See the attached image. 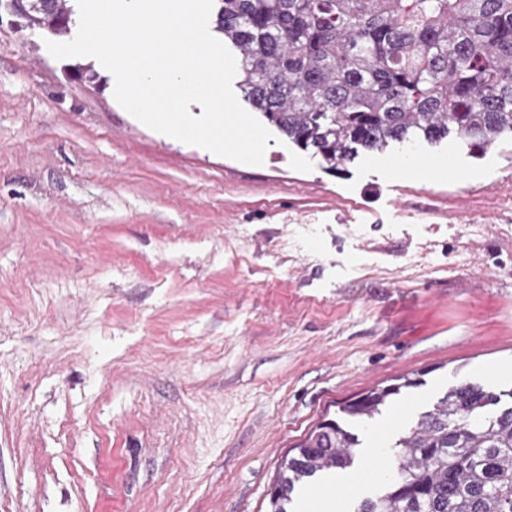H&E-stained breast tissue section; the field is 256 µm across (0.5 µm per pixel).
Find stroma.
<instances>
[{"label": "stroma", "instance_id": "obj_1", "mask_svg": "<svg viewBox=\"0 0 512 512\" xmlns=\"http://www.w3.org/2000/svg\"><path fill=\"white\" fill-rule=\"evenodd\" d=\"M0 24V512H266L288 450L403 377L407 422L469 381L512 388V139L461 176L288 140L248 165L155 132ZM481 233L469 235L470 225ZM354 423L331 512L401 429Z\"/></svg>", "mask_w": 512, "mask_h": 512}]
</instances>
